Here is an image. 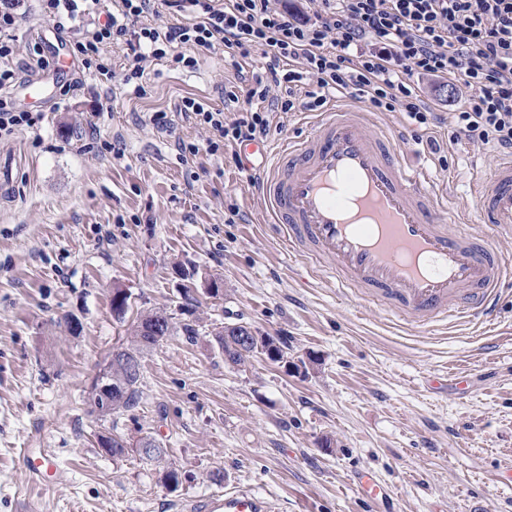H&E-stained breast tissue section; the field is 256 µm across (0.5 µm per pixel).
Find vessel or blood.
Masks as SVG:
<instances>
[{"label":"vessel or blood","mask_w":512,"mask_h":512,"mask_svg":"<svg viewBox=\"0 0 512 512\" xmlns=\"http://www.w3.org/2000/svg\"><path fill=\"white\" fill-rule=\"evenodd\" d=\"M397 141L374 113L337 100L312 117L307 133L272 145L271 165L256 169L250 186L273 231L326 264L343 287L370 292L416 323L454 314L489 321L512 279V264L491 242L512 237V153L476 177L452 212L430 172L396 153ZM472 213L488 237L449 234V218L462 223ZM54 457L49 448L23 449L29 480L48 484ZM187 512H271V505L232 488Z\"/></svg>","instance_id":"1"}]
</instances>
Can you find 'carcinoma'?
<instances>
[{
    "label": "carcinoma",
    "instance_id": "carcinoma-1",
    "mask_svg": "<svg viewBox=\"0 0 512 512\" xmlns=\"http://www.w3.org/2000/svg\"><path fill=\"white\" fill-rule=\"evenodd\" d=\"M192 298L186 297L177 304V311L185 316L180 322L174 321V314L166 309H151L141 314L133 324L128 344L124 347L121 363L112 370L108 387L97 383L90 397L92 412L101 418L119 414L135 407L140 399L143 353L160 345L181 330L186 340L197 339L196 324L188 319L193 314ZM214 342L224 353V362L240 365L255 353L264 354L273 362H284L285 352L269 336L251 332V327L243 324L226 325L214 334Z\"/></svg>",
    "mask_w": 512,
    "mask_h": 512
}]
</instances>
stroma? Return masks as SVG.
Returning a JSON list of instances; mask_svg holds the SVG:
<instances>
[{
    "mask_svg": "<svg viewBox=\"0 0 512 512\" xmlns=\"http://www.w3.org/2000/svg\"><path fill=\"white\" fill-rule=\"evenodd\" d=\"M16 12L13 64L26 80L39 2L18 0ZM104 52L110 85L71 68L74 92L31 104L38 130L0 142L12 180L0 192V512H184L234 487L274 512H369L357 471L392 494L395 512H512V284L491 323L422 326L379 311L268 233L246 182L261 154L228 143L180 158L178 141L202 145L207 134L178 101L219 105L236 83L223 46L201 52L190 72L148 63L142 96L123 81L124 48ZM416 91L439 115L430 130L399 111L377 119L401 132L397 152L461 203L498 150L449 141L460 96L433 79ZM158 112L166 126L154 123ZM178 266L193 275L196 342L177 335L146 352L139 405L98 419L88 394L128 338L113 289L127 292L132 317L174 308ZM70 316L79 335L61 329ZM238 322L278 339L287 363L256 354L225 364L212 334ZM114 430L132 442L153 436L167 453L112 458L98 437ZM25 448L53 449L49 487L26 482ZM170 466L186 474L176 492L160 480Z\"/></svg>",
    "mask_w": 512,
    "mask_h": 512,
    "instance_id": "35a3bbf8",
    "label": "stroma"
}]
</instances>
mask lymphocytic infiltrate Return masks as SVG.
Segmentation results:
<instances>
[{
  "label": "lymphocytic infiltrate",
  "mask_w": 512,
  "mask_h": 512,
  "mask_svg": "<svg viewBox=\"0 0 512 512\" xmlns=\"http://www.w3.org/2000/svg\"><path fill=\"white\" fill-rule=\"evenodd\" d=\"M187 13L185 22L137 26L156 2ZM43 17L57 30L81 19L92 29L74 40L72 53L82 69L100 81L112 79L103 55L108 43L127 47L126 83L135 94L148 60L175 69L195 67L199 51L222 42L236 71L254 52L266 60L265 72L246 92L228 90L232 115L209 101L186 96L177 109L210 133V153L225 143L264 140L270 121L264 104L274 99L283 112L320 110L328 97L351 90L380 112L407 113L417 128L437 123L434 108L419 98L415 80L432 77L464 86L469 95L451 116L450 137L512 149V0H310L314 13L280 8L274 0H120L118 12L100 14L101 0H40ZM12 0H0V139L37 129L40 113L18 109L7 88L17 85L12 65L17 45ZM312 90L297 95L300 84ZM285 93L271 97L272 88Z\"/></svg>",
  "instance_id": "lymphocytic-infiltrate-1"
}]
</instances>
